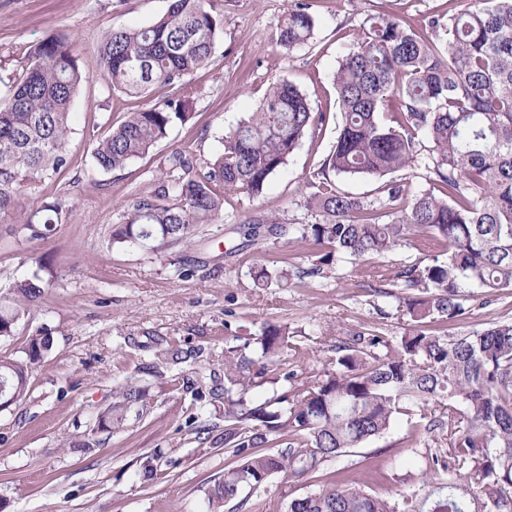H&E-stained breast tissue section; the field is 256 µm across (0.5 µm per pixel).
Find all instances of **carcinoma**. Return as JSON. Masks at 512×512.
<instances>
[{"instance_id": "cac0c4a2", "label": "carcinoma", "mask_w": 512, "mask_h": 512, "mask_svg": "<svg viewBox=\"0 0 512 512\" xmlns=\"http://www.w3.org/2000/svg\"><path fill=\"white\" fill-rule=\"evenodd\" d=\"M216 0H173L168 12L141 27L108 31L98 46L101 72L114 91L141 95L154 86L181 90L185 78L209 65L224 34ZM440 43L413 27L382 18L338 61L333 75L341 124L329 154L313 173L306 206L319 216L295 228L317 254L288 270L254 267L257 288L288 285L290 276L324 278L333 262L382 258L398 248L424 251L389 275L401 288L397 308L411 328L400 337L363 329L330 345L307 366L309 350L286 325L268 323L246 354L224 346L223 384L207 383L202 368L183 392L195 403L224 399V452L235 465L207 491L209 512H257V493L272 478L301 480L324 470L350 448L383 436L404 419L407 443L425 432L438 444L414 462L428 487L422 497L374 495L350 474H326L319 489L288 502L287 512H512V320L465 334L434 325L469 314L471 298L512 289V0H464L445 22ZM314 20L300 0L279 20L275 42L308 43ZM83 81L68 39L51 35L28 53L22 73L0 101V213L13 211L26 187L68 165L71 105ZM182 98H170L108 126L93 157L104 170H122L146 156L171 127L189 120ZM325 117L310 110L292 84L276 82L260 109L224 137L203 163L172 152L151 190L123 212L112 243L163 254L190 246L199 227L219 221L224 192L255 194L286 164L309 128ZM423 165L432 188L412 192L382 183L372 201L341 192L343 176L383 178ZM64 201H35L17 212L29 242L49 238L62 223ZM252 240L286 232L272 216L235 233ZM39 272L12 286L0 303V338L42 302L51 288ZM48 334L28 337L23 356L0 359V407L20 401L35 366L51 348ZM200 351L159 349L143 373L197 360ZM269 384L262 400L254 390ZM151 408L133 377L118 388L96 428L116 433L127 415Z\"/></svg>"}]
</instances>
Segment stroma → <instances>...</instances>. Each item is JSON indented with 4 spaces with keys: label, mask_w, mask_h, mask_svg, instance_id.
<instances>
[{
    "label": "stroma",
    "mask_w": 512,
    "mask_h": 512,
    "mask_svg": "<svg viewBox=\"0 0 512 512\" xmlns=\"http://www.w3.org/2000/svg\"><path fill=\"white\" fill-rule=\"evenodd\" d=\"M291 2L218 0L224 35L212 63L186 79L190 120L172 127L145 157L110 172L92 156L106 121L120 123L175 92L111 91L99 67L101 37L111 29L150 24L167 12L170 0H0V97L4 79L19 73L30 49L52 34L70 39L86 76L72 104L68 167L32 185L20 199L27 206L44 195L61 196V224L49 239L28 242L18 237L14 214L0 215V298L36 271L54 282L44 302L18 321L13 336L0 339L5 359L20 357L36 329H47L53 338L27 395L0 411V512H208V488L233 463L221 439L222 402L192 405L183 399L181 383L168 382L152 387L149 413L128 418L124 430L92 429L116 389L153 360L156 346L202 350L218 370L225 339L244 344L266 323L303 331L317 352L334 343L342 328L388 336L407 330L409 319L397 314L396 298L379 292L369 277L370 261L352 259L332 266L324 278L294 277L283 288H258L250 276L253 266L305 267L313 254L296 239L262 238L246 245L232 228L263 215L284 224L315 223L304 201L312 191V172L336 139L340 110L333 73L339 58L359 38L367 17L395 18L421 29L432 18L447 17L451 2L305 0L315 19L313 35L307 44L286 50L271 33ZM279 80L295 85L326 121L308 131L261 192L225 194L220 222L203 226L195 246H175L160 256L113 245L122 212L149 191L171 152L190 150L202 159L219 153L224 137L255 112ZM184 263L196 272L177 278L174 268ZM470 305L468 318L449 324V334L512 320V293L494 300L478 296ZM199 413L213 422L212 433L188 431L186 419ZM406 430L405 423H397L327 468L372 470L371 487L383 497L399 488L424 494L411 460L428 452L430 441L406 448ZM89 438L96 445L88 451L81 443ZM158 448L168 463L144 478L141 464ZM321 480L318 473L298 482L276 477L259 497L268 512H285L289 500L316 491Z\"/></svg>",
    "instance_id": "1"
}]
</instances>
